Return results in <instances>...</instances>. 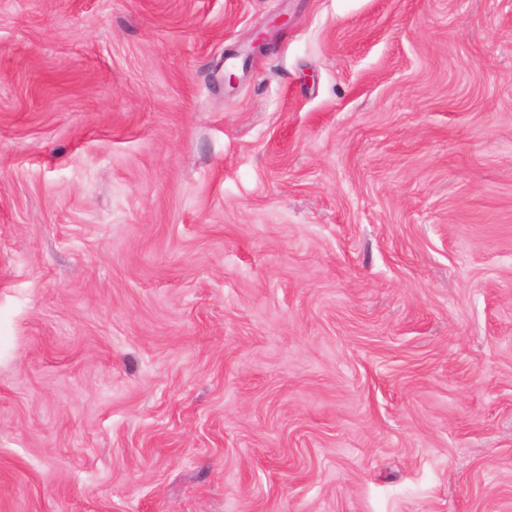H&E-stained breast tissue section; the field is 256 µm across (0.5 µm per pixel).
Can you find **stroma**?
<instances>
[{
	"instance_id": "obj_1",
	"label": "stroma",
	"mask_w": 512,
	"mask_h": 512,
	"mask_svg": "<svg viewBox=\"0 0 512 512\" xmlns=\"http://www.w3.org/2000/svg\"><path fill=\"white\" fill-rule=\"evenodd\" d=\"M0 512H512V0H0Z\"/></svg>"
}]
</instances>
